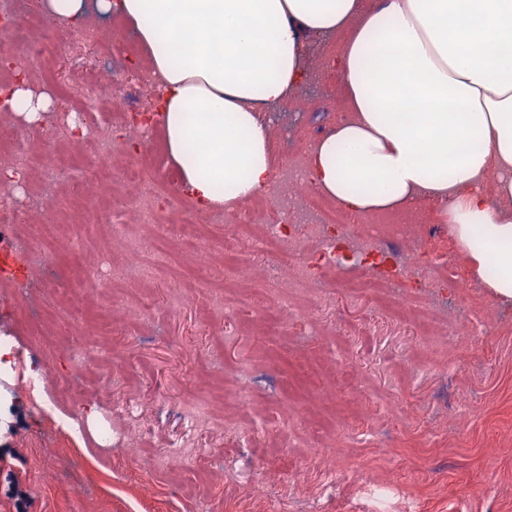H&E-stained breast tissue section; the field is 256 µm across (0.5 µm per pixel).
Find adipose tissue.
<instances>
[{
	"label": "adipose tissue",
	"mask_w": 512,
	"mask_h": 512,
	"mask_svg": "<svg viewBox=\"0 0 512 512\" xmlns=\"http://www.w3.org/2000/svg\"><path fill=\"white\" fill-rule=\"evenodd\" d=\"M157 81L153 122L179 190L231 211L269 189L267 112L293 98L308 37L344 34L350 115L310 149L320 193L359 215L441 208L472 276L512 301V0H99ZM52 96L0 85L37 124ZM495 176L493 193L483 182Z\"/></svg>",
	"instance_id": "adipose-tissue-1"
}]
</instances>
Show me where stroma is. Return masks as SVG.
Returning <instances> with one entry per match:
<instances>
[{
  "mask_svg": "<svg viewBox=\"0 0 512 512\" xmlns=\"http://www.w3.org/2000/svg\"><path fill=\"white\" fill-rule=\"evenodd\" d=\"M84 21L100 27L102 44L63 47L33 82L51 92L55 114L88 106L94 120L121 137L123 116L109 108L117 86L110 70L124 66L120 86L131 91L136 109L154 100L123 55L136 36L94 6ZM341 48L338 36L310 39L306 115L291 121L287 103L269 114L272 123L291 125L287 137L274 140L278 153L335 128L330 105L340 87ZM41 194L47 213L30 212V199ZM70 207L69 193L52 183L16 193L11 210L19 220L42 224L52 213L59 222L44 243L45 267L32 266L26 248L0 251V338L11 342L15 357L12 372L0 376V390L15 400L0 417V512H199L203 502L209 512H266L271 499L281 512H512V302L482 287L438 289L443 317L462 313L472 326L493 331L460 337L421 366L424 340L410 324L370 317L368 302H350L339 288L309 304L304 326L273 335L253 326L250 295L266 287L263 273L276 259L243 239L240 250L256 274L226 293L233 314L211 311V293L224 282L205 272L188 302L169 308L162 272L147 320L103 325L98 314L112 293L87 291L83 273L106 267L112 228L66 223ZM75 238L84 241L77 261L68 250ZM53 272L60 289L41 296L36 282ZM39 324L54 330V343L37 335ZM87 325L112 344L125 380L102 388L109 369L92 367L90 386L76 402L66 390L74 375L66 348L79 343ZM32 356L41 374L33 385L26 378ZM243 356L254 370L246 383L234 371ZM338 366L352 384L324 398L321 389ZM48 396L57 402L51 413L39 408ZM208 397L220 400L221 415L235 428H200L195 466L150 468L151 458L182 435L181 402ZM131 401L139 405L134 417L124 411ZM70 412L82 418L81 438L60 425ZM364 433L369 441H361ZM332 446L340 450L342 476L328 498L317 459ZM386 484L385 498L367 496L366 487Z\"/></svg>",
  "mask_w": 512,
  "mask_h": 512,
  "instance_id": "35a3bbf8",
  "label": "stroma"
}]
</instances>
